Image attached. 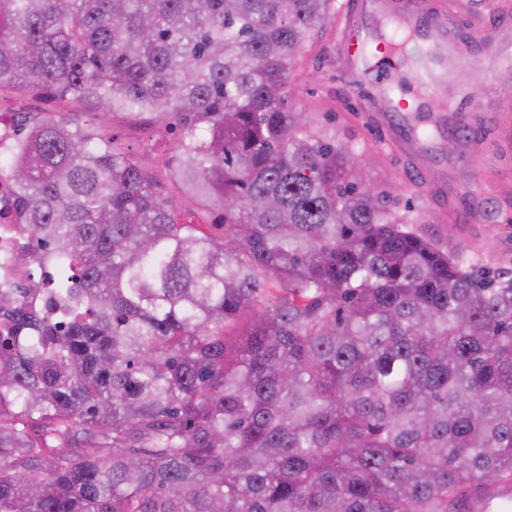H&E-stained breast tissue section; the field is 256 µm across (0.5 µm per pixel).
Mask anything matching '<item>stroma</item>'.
I'll use <instances>...</instances> for the list:
<instances>
[{
  "mask_svg": "<svg viewBox=\"0 0 512 512\" xmlns=\"http://www.w3.org/2000/svg\"><path fill=\"white\" fill-rule=\"evenodd\" d=\"M445 3L459 55L451 63H431L430 102L446 126H468L471 137L457 153H442L436 140L425 144L416 161L388 148L390 134L418 124L420 114L404 101L364 100L374 74L353 66L340 52L332 21L292 60L289 103L303 112L328 115L343 142L357 156L371 159L370 180L398 195L441 249L468 255L491 274L507 276L512 274V79L500 61L512 59V0ZM82 109L71 98L41 90L17 85L0 89V110L27 125ZM179 129L176 123H140L114 112L104 134L112 146L156 175L180 221L223 237V211L183 194L169 178L178 158ZM425 170L447 181V195L417 189L415 174Z\"/></svg>",
  "mask_w": 512,
  "mask_h": 512,
  "instance_id": "35a3bbf8",
  "label": "stroma"
}]
</instances>
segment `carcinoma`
Here are the masks:
<instances>
[{"label": "carcinoma", "mask_w": 512, "mask_h": 512, "mask_svg": "<svg viewBox=\"0 0 512 512\" xmlns=\"http://www.w3.org/2000/svg\"><path fill=\"white\" fill-rule=\"evenodd\" d=\"M332 0H0V87L179 119V221L80 120L10 157L0 512H477L512 483V279L441 250L285 91ZM9 168L0 165V288L2 281L19 283L30 270V249L20 233L16 190ZM4 252L7 255L3 262Z\"/></svg>", "instance_id": "obj_1"}]
</instances>
